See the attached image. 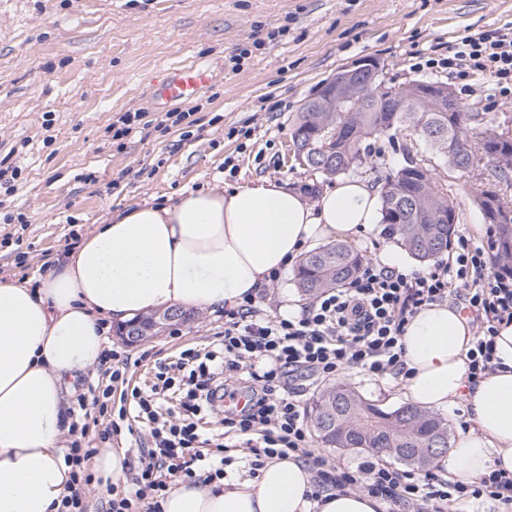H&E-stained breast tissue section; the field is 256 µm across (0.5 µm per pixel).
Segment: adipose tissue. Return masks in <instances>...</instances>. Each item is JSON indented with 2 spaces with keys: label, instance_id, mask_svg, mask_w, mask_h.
<instances>
[{
  "label": "adipose tissue",
  "instance_id": "adipose-tissue-1",
  "mask_svg": "<svg viewBox=\"0 0 512 512\" xmlns=\"http://www.w3.org/2000/svg\"><path fill=\"white\" fill-rule=\"evenodd\" d=\"M380 219L376 190L342 180L308 203L254 180L232 190L182 191L171 204L143 203L113 214L41 280L0 278V512H55L70 468L58 444L74 382L106 345L100 320L123 322L161 308L237 306L275 270L313 246L356 237ZM404 387L418 406L464 403L471 425L438 465L476 480L512 474V323L495 338L498 368L469 385L468 319L430 304L405 326ZM311 475L294 460L270 459L255 477L177 482L164 512H379L361 492L309 499Z\"/></svg>",
  "mask_w": 512,
  "mask_h": 512
}]
</instances>
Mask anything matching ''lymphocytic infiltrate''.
<instances>
[{"mask_svg": "<svg viewBox=\"0 0 512 512\" xmlns=\"http://www.w3.org/2000/svg\"><path fill=\"white\" fill-rule=\"evenodd\" d=\"M459 80L481 74L500 93H512V33L462 39L448 58L429 60ZM458 300L471 320L469 383L496 369L494 338L512 321V273L490 267V254L458 236L449 261L423 269H395L366 260L342 287L321 293L299 315L264 313L254 298L224 313V330L202 349L181 351L158 363L153 380L130 386L131 360L108 348L102 378L90 383L67 412L71 468L69 495L57 512H162L172 482L220 480L224 448L239 440L252 466L295 458L312 474V499L328 491L358 490L379 499L385 512H459L460 506L494 504L512 512V474L493 470L476 480L417 477L387 465L351 468L332 463L312 445L305 396L311 386L348 373L404 380L405 326L419 308ZM222 415L223 430L211 429ZM127 436L133 455L125 490L88 467L99 449Z\"/></svg>", "mask_w": 512, "mask_h": 512, "instance_id": "obj_1", "label": "lymphocytic infiltrate"}]
</instances>
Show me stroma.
Returning <instances> with one entry per match:
<instances>
[{
    "mask_svg": "<svg viewBox=\"0 0 512 512\" xmlns=\"http://www.w3.org/2000/svg\"><path fill=\"white\" fill-rule=\"evenodd\" d=\"M512 32V0H0V276L38 281L112 213L169 203L186 189L265 179L315 201L333 179L287 160L304 101L342 67L378 59L388 82L448 80L425 68L463 37ZM210 70L194 99L155 109L150 84L166 66ZM469 111L512 133V100L490 79L449 82ZM143 123L117 136L121 118ZM183 113L172 123L171 112ZM456 233L486 245L475 198L479 173L445 170ZM266 313L310 303L293 270L261 289ZM224 329L223 311L196 310L178 333L109 344L135 358L132 384L153 361H175ZM387 407L406 404L401 381L344 375Z\"/></svg>",
    "mask_w": 512,
    "mask_h": 512,
    "instance_id": "35a3bbf8",
    "label": "stroma"
}]
</instances>
